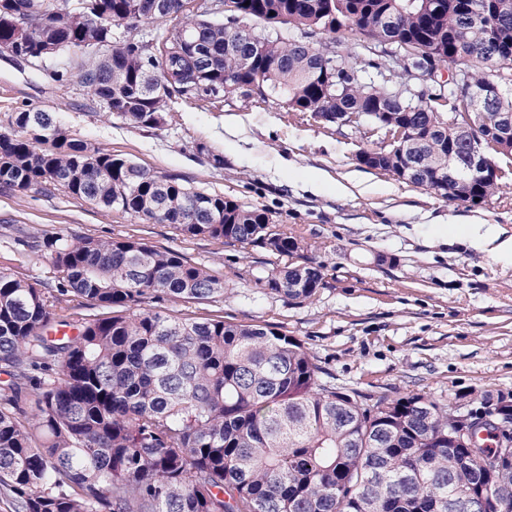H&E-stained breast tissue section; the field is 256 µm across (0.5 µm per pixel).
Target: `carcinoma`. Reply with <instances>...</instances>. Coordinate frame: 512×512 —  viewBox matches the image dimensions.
Returning a JSON list of instances; mask_svg holds the SVG:
<instances>
[{"label": "carcinoma", "instance_id": "1", "mask_svg": "<svg viewBox=\"0 0 512 512\" xmlns=\"http://www.w3.org/2000/svg\"><path fill=\"white\" fill-rule=\"evenodd\" d=\"M36 29L24 50L83 60L55 71L60 82L136 128L168 123L172 92L216 104L252 98L253 83L283 93L293 112L365 113L400 124L424 141L422 174L413 185L456 202L442 182L465 169L470 135L440 125L435 96H387L385 67L363 66L328 48L337 37L370 54L387 40L419 44L421 61L464 68L480 89L498 67L508 76L483 109L480 130L512 115V13L498 0H222L228 22H264L292 35L253 33L252 40L205 12L167 0L166 28L130 37L99 55L112 26L141 14L142 0H26ZM20 0H0V50L14 44ZM251 58L249 68L243 54ZM376 77H368V70ZM167 83L154 91L155 82ZM57 124L37 107L22 108L0 131V187H54L106 209L170 224L182 235L257 244L291 262L265 286L300 304L323 287L322 266L273 222L269 211L186 186L82 140L55 139ZM40 144L35 149L34 144ZM369 169L402 179L403 157L383 146ZM500 179L474 178L469 202L491 200ZM199 203L181 223L186 205ZM50 251L53 288L0 268V492L14 512H512V433L492 423L512 412V398L467 401L469 425L487 437L452 439L459 412L419 394L346 393L324 383L304 344L259 324L222 316L177 317L144 307L162 297L202 304L224 295V281L175 250L141 239H99L58 229L19 240ZM111 310L75 323V336H53V307L69 297ZM38 398L28 399L29 388Z\"/></svg>", "mask_w": 512, "mask_h": 512}]
</instances>
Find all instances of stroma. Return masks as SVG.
Returning a JSON list of instances; mask_svg holds the SVG:
<instances>
[{"mask_svg": "<svg viewBox=\"0 0 512 512\" xmlns=\"http://www.w3.org/2000/svg\"><path fill=\"white\" fill-rule=\"evenodd\" d=\"M58 65L0 52V129L18 108L38 107L72 137L155 175L267 209L322 264L324 285L311 301L292 303L264 285L286 257L190 238L57 189L0 188V268L54 283L49 252L30 254L14 240L59 227L141 238L224 281L218 301H162L159 309L216 314L293 336L336 388L376 397L422 394L448 405L462 394H512V262L476 249L461 233L466 224H495L511 238L512 184L481 206L448 203L358 165L356 152L371 143L363 127L325 125L274 98L229 96L201 108L176 97L165 127L135 128L83 87L56 82ZM216 154L223 166H214ZM352 176L358 187L337 196V184Z\"/></svg>", "mask_w": 512, "mask_h": 512, "instance_id": "obj_1", "label": "stroma"}]
</instances>
